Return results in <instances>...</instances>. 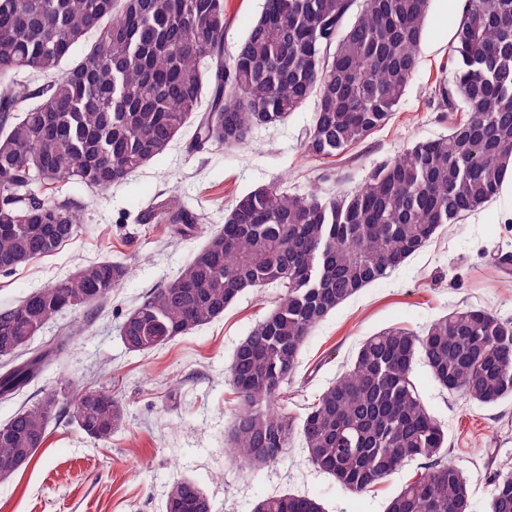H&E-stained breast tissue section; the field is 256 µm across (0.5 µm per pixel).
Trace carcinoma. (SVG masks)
I'll use <instances>...</instances> for the list:
<instances>
[{
    "label": "carcinoma",
    "instance_id": "obj_1",
    "mask_svg": "<svg viewBox=\"0 0 512 512\" xmlns=\"http://www.w3.org/2000/svg\"><path fill=\"white\" fill-rule=\"evenodd\" d=\"M264 0L224 58V0H0V273L54 253L83 223L82 208L42 198L51 184L93 190L124 183L161 157L190 119L195 141L243 145L314 100L302 147L336 156L391 119L417 73L431 0ZM83 58L62 67L89 34ZM452 83L439 88L449 134L416 142L353 190L322 197L278 184L237 197L224 224L167 286L124 317L119 336L149 352L202 328L250 289L274 287V307L235 348L239 405L226 451L253 470L276 463L295 426L280 404L310 334L330 312L385 278L447 224L483 208L512 172V0H464L451 47ZM45 83L28 94L17 77ZM29 96L36 104L23 108ZM186 236L200 214L172 195L136 216ZM101 260L0 309V398L29 386L69 348L74 324L26 355L18 346L66 312L92 315L128 279ZM422 357L434 380L485 405L512 397V322L466 307L423 335L394 327L365 338L351 367L302 420L308 462L342 489L366 492L409 461L424 472L385 512H470L467 480L443 461L446 434L414 389ZM107 446L124 406L70 381L42 391L0 425V471L40 448L59 405ZM489 512H512V474L492 478ZM165 512H213L192 479L172 482ZM253 512H323L314 498L274 495Z\"/></svg>",
    "mask_w": 512,
    "mask_h": 512
}]
</instances>
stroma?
I'll return each instance as SVG.
<instances>
[{
	"instance_id": "obj_1",
	"label": "stroma",
	"mask_w": 512,
	"mask_h": 512,
	"mask_svg": "<svg viewBox=\"0 0 512 512\" xmlns=\"http://www.w3.org/2000/svg\"><path fill=\"white\" fill-rule=\"evenodd\" d=\"M263 0H224V51L232 53L259 16ZM458 0H431L419 66L390 123L338 156L315 158L301 146L313 105L279 125L262 127L241 146H193L194 124L173 140L166 156L105 191L76 184L46 190L81 205L77 235L54 254L0 273V309L36 288L104 259L132 267L122 287L92 317L74 344L33 385L0 401V424L37 401L42 389L67 381L106 389L122 400L126 418L111 445L93 444L58 413L31 461L0 482V512H162L168 484L195 480L214 512H252L261 498L297 494L317 499L324 512H384L419 463L399 468L374 489L350 493L307 460L299 439L271 467L254 471L225 453L238 397L231 385L234 350L272 309L279 289L249 291L223 317L146 353L125 348L118 335L124 316L165 286L224 222L233 200L257 187L286 182L290 191L330 196L360 185L377 165L414 142L447 134L456 113L434 106L440 81L450 80ZM177 194L203 220L194 235H172L163 224H138L135 214L154 197ZM512 178L496 198L460 223L439 230L430 243L388 277L347 300L312 329L288 386L287 411L302 420L324 388L350 364L359 343L389 328L416 332L459 307L481 308L512 321ZM420 397L448 435L446 455L466 477L471 512H488L494 473H512V399L484 405L451 394L424 361L411 376Z\"/></svg>"
}]
</instances>
